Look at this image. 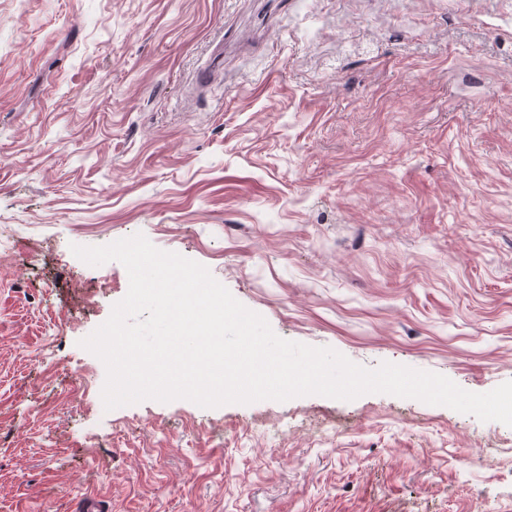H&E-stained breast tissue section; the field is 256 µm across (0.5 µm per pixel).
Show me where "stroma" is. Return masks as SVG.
<instances>
[{
	"label": "stroma",
	"mask_w": 512,
	"mask_h": 512,
	"mask_svg": "<svg viewBox=\"0 0 512 512\" xmlns=\"http://www.w3.org/2000/svg\"><path fill=\"white\" fill-rule=\"evenodd\" d=\"M138 233L281 338L512 380V0H0V512H512V427L444 406L104 410L129 276L70 247Z\"/></svg>",
	"instance_id": "35a3bbf8"
}]
</instances>
